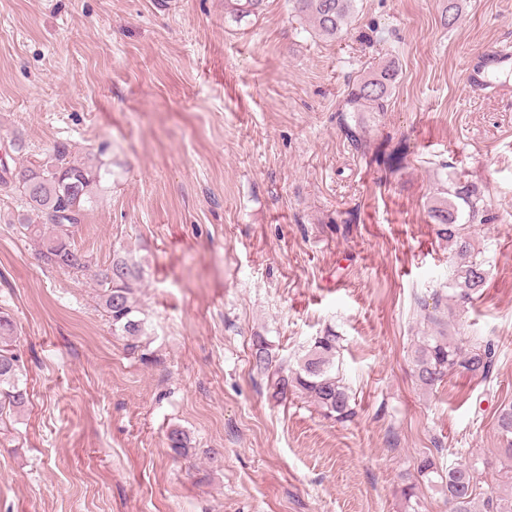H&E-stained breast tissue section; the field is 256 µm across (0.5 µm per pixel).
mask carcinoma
Returning <instances> with one entry per match:
<instances>
[{
  "label": "carcinoma",
  "instance_id": "obj_1",
  "mask_svg": "<svg viewBox=\"0 0 512 512\" xmlns=\"http://www.w3.org/2000/svg\"><path fill=\"white\" fill-rule=\"evenodd\" d=\"M264 0H224V14L240 22L259 12ZM293 9L311 23L318 34L338 38L347 32L356 11V0H292ZM462 0H444L441 22L449 28L462 18ZM395 61L360 75L347 94L349 112H382L399 82ZM103 163L79 161L62 146L43 162H31L9 177L0 175V191L16 192L32 220H18L19 232L33 236L40 245V257L52 267L69 273L82 272L91 264L90 257L75 246L74 235L83 223L91 191L101 179ZM483 192L471 182L460 180L440 189L439 197L428 206L429 217L436 224L437 236L448 243L456 259L451 298L465 302L479 293L486 283V259L475 248L468 232L471 224L490 221L481 206ZM103 288L102 306L114 330L135 338L142 332L134 286L140 269L123 259H115L96 274ZM16 327L9 314L0 311V424L12 412L23 407L26 390L21 388L19 357L15 350ZM337 336L326 332L314 343L296 369L273 362L267 343L258 339L251 353L253 367L267 378L270 395L277 401L288 393L310 399L328 419L343 421L353 415L350 395L339 368L336 367ZM496 359L494 343H476L464 347L451 338L424 336L415 350L414 365L420 386L431 390L444 377L463 371L487 379ZM497 428L506 442L503 460L497 470L496 486L485 492L489 462L478 455L466 463L441 465L430 456L416 462L418 478L441 488L448 502V512H512V406L502 409ZM169 448L183 456L190 449L189 436L180 429L168 434Z\"/></svg>",
  "mask_w": 512,
  "mask_h": 512
}]
</instances>
